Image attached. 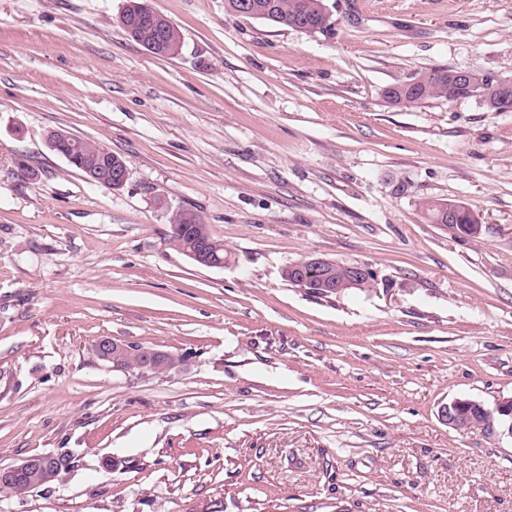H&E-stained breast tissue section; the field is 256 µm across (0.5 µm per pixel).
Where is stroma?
Masks as SVG:
<instances>
[{
    "label": "stroma",
    "mask_w": 512,
    "mask_h": 512,
    "mask_svg": "<svg viewBox=\"0 0 512 512\" xmlns=\"http://www.w3.org/2000/svg\"><path fill=\"white\" fill-rule=\"evenodd\" d=\"M148 3L175 55L127 36L124 0H0V466L72 458L0 512H512V440L438 416L512 397V112L384 97L431 67L512 78V0H326L313 34ZM60 128L126 184L88 181ZM182 209L223 266L169 245ZM308 257L371 286L291 285ZM102 336L188 361L118 371ZM71 138L74 137L66 135V131L60 129L50 133L49 143H54L53 151H56L63 157H65V154L69 156L70 161L68 163L84 175H86V170L98 165L112 164L109 167L102 166L88 171L87 179L91 182L113 190L120 189L125 185L129 177V167L127 163L121 162L125 161L122 156L106 153L102 151L104 147L94 142L79 138L70 141ZM122 164L123 169L112 168V166ZM450 203H462L455 201L436 202L427 201L422 209L426 212L428 218L435 224H446L453 233L461 236L468 235L467 228L469 224L470 232L474 237L478 236L482 230V224H476L475 219L467 211L457 213L453 224H448V205ZM462 235V237H464Z\"/></svg>",
    "instance_id": "1"
}]
</instances>
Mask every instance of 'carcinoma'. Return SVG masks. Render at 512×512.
<instances>
[{
	"instance_id": "obj_1",
	"label": "carcinoma",
	"mask_w": 512,
	"mask_h": 512,
	"mask_svg": "<svg viewBox=\"0 0 512 512\" xmlns=\"http://www.w3.org/2000/svg\"><path fill=\"white\" fill-rule=\"evenodd\" d=\"M225 12L236 18L257 19L275 26L289 27L306 33L325 31L329 26V13L325 0H224ZM119 22L136 43L149 52L158 49L163 54L175 53L182 45L180 29L165 15L147 8L146 0H126ZM460 91L453 79V70L436 67L415 73L409 80L385 90V98L395 106L422 104L429 100L446 99L448 94ZM49 142L54 151L70 158L69 164L80 172L102 164L117 166L123 157L102 151V146L83 139H70L66 131H53ZM423 210L435 224H446L457 235L467 234L468 225L475 219L466 211L457 213L454 223H448V203L427 201ZM205 234L210 241L211 255L215 260L224 259V242L217 238L205 224L197 223V215L181 210L170 221L168 242L183 252L191 243Z\"/></svg>"
}]
</instances>
